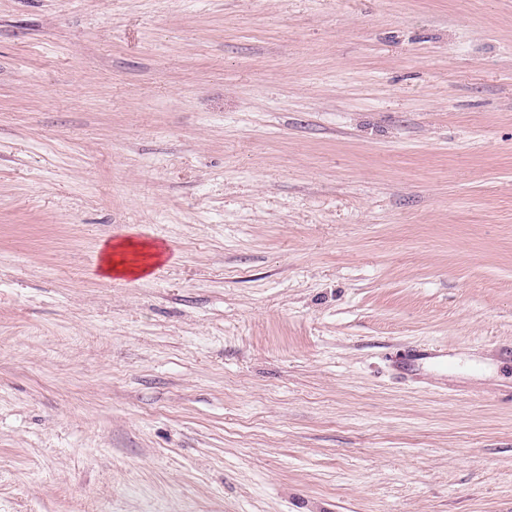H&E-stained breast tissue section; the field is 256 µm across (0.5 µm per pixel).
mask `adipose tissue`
<instances>
[{"instance_id":"obj_1","label":"adipose tissue","mask_w":512,"mask_h":512,"mask_svg":"<svg viewBox=\"0 0 512 512\" xmlns=\"http://www.w3.org/2000/svg\"><path fill=\"white\" fill-rule=\"evenodd\" d=\"M165 256V248L158 243L124 238L103 246L101 270L110 277L143 279Z\"/></svg>"}]
</instances>
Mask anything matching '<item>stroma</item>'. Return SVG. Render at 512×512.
I'll return each instance as SVG.
<instances>
[{
    "instance_id": "35a3bbf8",
    "label": "stroma",
    "mask_w": 512,
    "mask_h": 512,
    "mask_svg": "<svg viewBox=\"0 0 512 512\" xmlns=\"http://www.w3.org/2000/svg\"><path fill=\"white\" fill-rule=\"evenodd\" d=\"M0 512H512V0H0ZM101 271L107 277L145 279L166 258L167 249L156 242L123 238L101 248Z\"/></svg>"
}]
</instances>
